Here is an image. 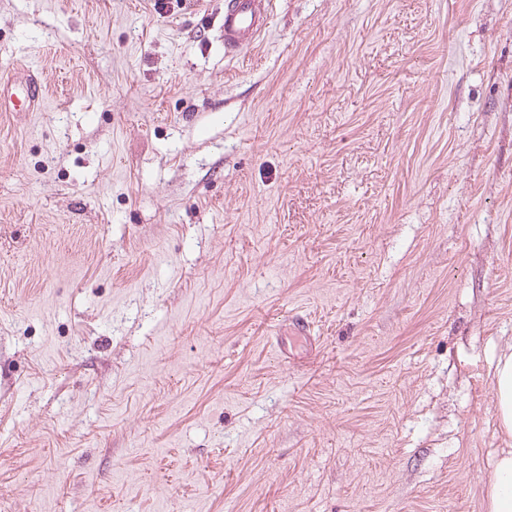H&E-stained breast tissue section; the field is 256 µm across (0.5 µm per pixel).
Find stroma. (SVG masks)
Segmentation results:
<instances>
[{"instance_id": "35a3bbf8", "label": "stroma", "mask_w": 512, "mask_h": 512, "mask_svg": "<svg viewBox=\"0 0 512 512\" xmlns=\"http://www.w3.org/2000/svg\"><path fill=\"white\" fill-rule=\"evenodd\" d=\"M154 3L0 0V512H488L512 0ZM273 0H226L217 38L224 54L235 57L252 48L267 31ZM46 99L45 89L32 70L30 73L29 69H24L22 80L0 79V112H38Z\"/></svg>"}]
</instances>
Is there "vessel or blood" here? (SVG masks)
Returning a JSON list of instances; mask_svg holds the SVG:
<instances>
[{
	"label": "vessel or blood",
	"mask_w": 512,
	"mask_h": 512,
	"mask_svg": "<svg viewBox=\"0 0 512 512\" xmlns=\"http://www.w3.org/2000/svg\"><path fill=\"white\" fill-rule=\"evenodd\" d=\"M273 0H225L218 39L225 55L234 57L252 48L267 31ZM47 94L33 73L23 78L0 79V112H37Z\"/></svg>",
	"instance_id": "obj_1"
}]
</instances>
